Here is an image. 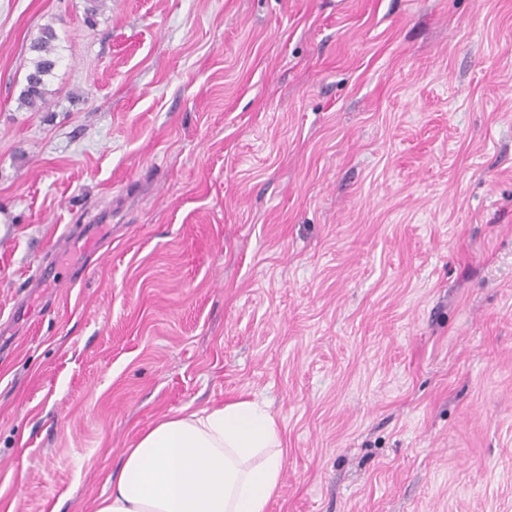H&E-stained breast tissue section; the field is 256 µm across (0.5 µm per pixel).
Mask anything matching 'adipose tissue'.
<instances>
[{"mask_svg": "<svg viewBox=\"0 0 512 512\" xmlns=\"http://www.w3.org/2000/svg\"><path fill=\"white\" fill-rule=\"evenodd\" d=\"M285 464L271 412L254 400H228L140 434L94 512H268Z\"/></svg>", "mask_w": 512, "mask_h": 512, "instance_id": "ef3b65f1", "label": "adipose tissue"}]
</instances>
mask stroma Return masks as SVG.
<instances>
[{"mask_svg":"<svg viewBox=\"0 0 512 512\" xmlns=\"http://www.w3.org/2000/svg\"><path fill=\"white\" fill-rule=\"evenodd\" d=\"M85 7L0 0V512L230 399L268 512H512V0ZM57 40L55 29L46 25L41 29L40 36L31 44L29 50L33 53L31 67L23 78V89L19 95L21 106L31 111H39L46 102L47 77L53 74L57 59L54 57Z\"/></svg>","mask_w":512,"mask_h":512,"instance_id":"obj_1","label":"stroma"}]
</instances>
